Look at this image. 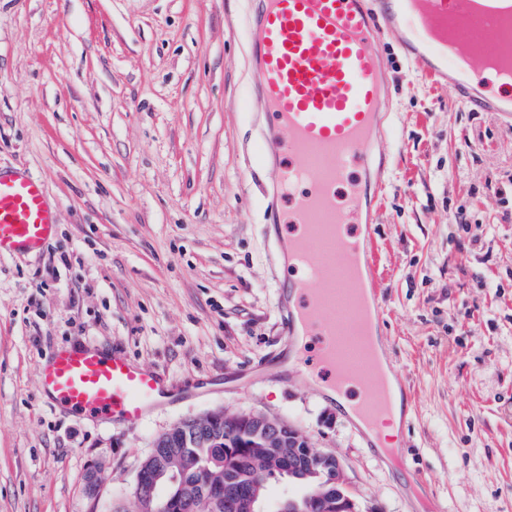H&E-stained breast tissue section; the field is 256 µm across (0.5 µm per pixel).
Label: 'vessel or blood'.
Returning <instances> with one entry per match:
<instances>
[{"label": "vessel or blood", "mask_w": 512, "mask_h": 512, "mask_svg": "<svg viewBox=\"0 0 512 512\" xmlns=\"http://www.w3.org/2000/svg\"><path fill=\"white\" fill-rule=\"evenodd\" d=\"M452 21L461 61L431 34ZM402 34L410 63L450 87L469 111L492 112L512 129V0H258L251 56L265 103L279 181L272 222L286 229L289 283L285 342L300 372L353 394L368 428L389 420L390 383L356 336L381 308L371 225L362 221L364 179L386 158L375 134L388 106L382 36ZM57 220L41 181L0 171V255L40 254ZM53 408L97 422L134 424L170 391L156 369L84 343L40 366Z\"/></svg>", "instance_id": "vessel-or-blood-1"}]
</instances>
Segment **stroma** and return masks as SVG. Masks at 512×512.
Returning <instances> with one entry per match:
<instances>
[{"instance_id":"obj_1","label":"stroma","mask_w":512,"mask_h":512,"mask_svg":"<svg viewBox=\"0 0 512 512\" xmlns=\"http://www.w3.org/2000/svg\"><path fill=\"white\" fill-rule=\"evenodd\" d=\"M256 0H0V167L39 177L58 230L0 257V512L133 507L154 439L262 411L342 461L361 512H512V133L385 35L391 110L375 223L378 334L408 381L390 465L284 369L290 273L268 207L248 30ZM488 226L473 239L457 205ZM95 343L174 386L140 424L50 409L39 365ZM99 467L97 495L85 475Z\"/></svg>"}]
</instances>
